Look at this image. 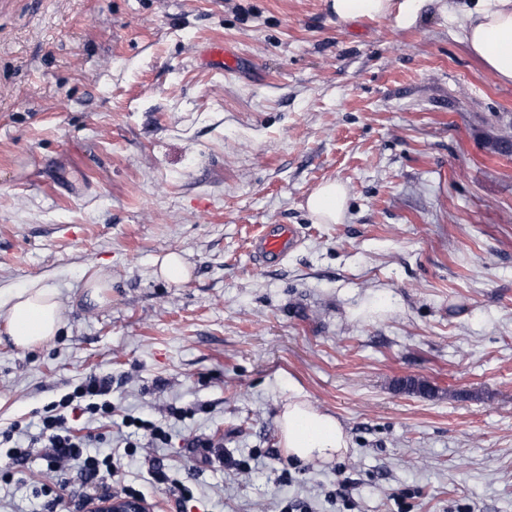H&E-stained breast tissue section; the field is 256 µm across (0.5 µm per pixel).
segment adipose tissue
Segmentation results:
<instances>
[{"instance_id":"adipose-tissue-1","label":"adipose tissue","mask_w":512,"mask_h":512,"mask_svg":"<svg viewBox=\"0 0 512 512\" xmlns=\"http://www.w3.org/2000/svg\"><path fill=\"white\" fill-rule=\"evenodd\" d=\"M425 0H331L339 20L378 18L395 12L399 25L411 24ZM464 40L483 63L492 83H512V0H477L464 12ZM348 189L342 181L320 184L307 197L305 208L318 224L342 223ZM63 306L57 289L33 283L24 288L0 289V321L13 344L32 349L57 336ZM279 444L288 458L299 464L328 461L343 456L348 436L332 414L307 401L289 400L279 418Z\"/></svg>"}]
</instances>
